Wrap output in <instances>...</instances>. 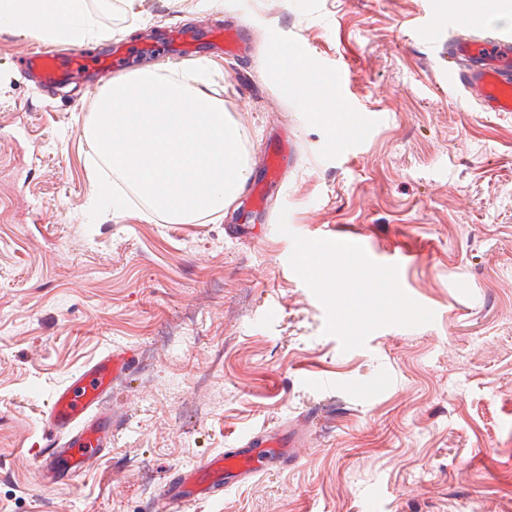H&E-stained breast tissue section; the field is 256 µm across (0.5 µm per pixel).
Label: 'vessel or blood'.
Masks as SVG:
<instances>
[{
    "label": "vessel or blood",
    "instance_id": "vessel-or-blood-1",
    "mask_svg": "<svg viewBox=\"0 0 512 512\" xmlns=\"http://www.w3.org/2000/svg\"><path fill=\"white\" fill-rule=\"evenodd\" d=\"M25 67L46 85L70 80L79 62L74 49L28 52ZM448 67L459 87L484 112H512V38L493 41L459 39L448 44ZM266 178L276 182L292 155L283 139L267 153ZM134 365L127 349H107L82 365L51 392L41 414L48 450L36 461L39 477L53 486L82 474L95 456L111 443L117 416L106 400L116 384L129 377ZM291 439L282 434L239 439L236 450L213 456L183 470L166 484L161 497L168 512H183L192 501L268 472L285 462Z\"/></svg>",
    "mask_w": 512,
    "mask_h": 512
}]
</instances>
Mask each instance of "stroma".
<instances>
[{
	"mask_svg": "<svg viewBox=\"0 0 512 512\" xmlns=\"http://www.w3.org/2000/svg\"><path fill=\"white\" fill-rule=\"evenodd\" d=\"M461 2L87 0L112 33L88 59L118 46L176 71L189 59L156 50L163 31L213 42L209 93L249 183L293 137L261 208L244 189L187 224L118 179L125 205L102 197L98 94L39 85L19 57L52 43L0 25V512H165L185 467L287 424L305 433L294 460L185 512H512V112L481 111L448 72ZM272 38L324 80L345 67L340 121L268 71ZM363 115L360 143L331 151ZM338 229L362 253L313 271ZM407 296L430 318L400 312ZM111 346L136 357L112 446L44 487L48 394ZM293 148L290 145V138H288V152L286 148V142L279 138L269 147L266 152L267 167H266V178L269 184L276 182L281 169L288 164L290 166L292 162Z\"/></svg>",
	"mask_w": 512,
	"mask_h": 512,
	"instance_id": "35a3bbf8",
	"label": "stroma"
}]
</instances>
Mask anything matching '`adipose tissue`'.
I'll return each instance as SVG.
<instances>
[{"mask_svg":"<svg viewBox=\"0 0 512 512\" xmlns=\"http://www.w3.org/2000/svg\"><path fill=\"white\" fill-rule=\"evenodd\" d=\"M0 23L54 42L104 38L86 0H0Z\"/></svg>","mask_w":512,"mask_h":512,"instance_id":"1","label":"adipose tissue"}]
</instances>
